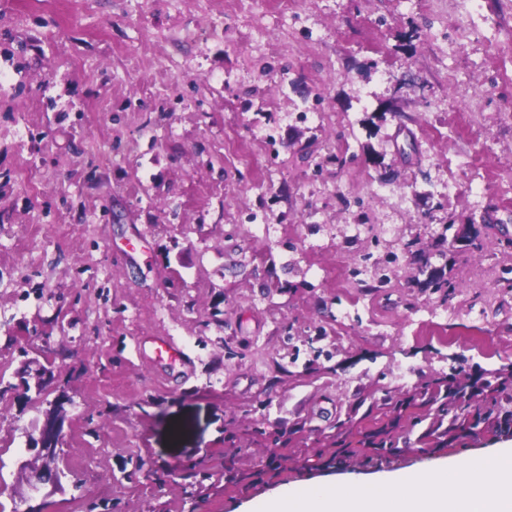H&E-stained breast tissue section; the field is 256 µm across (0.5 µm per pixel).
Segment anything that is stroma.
<instances>
[{
	"label": "stroma",
	"instance_id": "35a3bbf8",
	"mask_svg": "<svg viewBox=\"0 0 512 512\" xmlns=\"http://www.w3.org/2000/svg\"><path fill=\"white\" fill-rule=\"evenodd\" d=\"M509 212L512 0H0V512L511 446L434 394L512 372ZM59 398L60 486L20 501ZM469 384L466 381H455L452 385L448 386V393L446 398L448 401L441 404V411L452 414V421L456 422L460 418L466 420L465 414L463 413V407L460 405V400L465 398L467 388Z\"/></svg>",
	"mask_w": 512,
	"mask_h": 512
}]
</instances>
